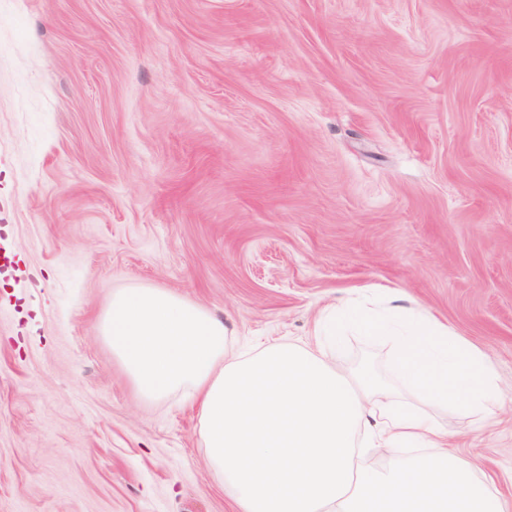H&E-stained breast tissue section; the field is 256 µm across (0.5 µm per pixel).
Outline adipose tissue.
Returning a JSON list of instances; mask_svg holds the SVG:
<instances>
[{
	"instance_id": "ef3b65f1",
	"label": "adipose tissue",
	"mask_w": 512,
	"mask_h": 512,
	"mask_svg": "<svg viewBox=\"0 0 512 512\" xmlns=\"http://www.w3.org/2000/svg\"><path fill=\"white\" fill-rule=\"evenodd\" d=\"M348 325L392 342L394 381L331 362L327 345ZM100 334L144 400L187 392L235 512H512L437 421L455 410L494 425L498 375L428 313L388 320L344 304L320 313L308 346L240 349L206 307L162 288H126L113 292ZM364 448L387 465L362 466Z\"/></svg>"
}]
</instances>
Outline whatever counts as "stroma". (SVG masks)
I'll use <instances>...</instances> for the list:
<instances>
[{"label":"stroma","instance_id":"35a3bbf8","mask_svg":"<svg viewBox=\"0 0 512 512\" xmlns=\"http://www.w3.org/2000/svg\"><path fill=\"white\" fill-rule=\"evenodd\" d=\"M0 240V512H233L99 334L123 288L297 343L401 290L487 352L498 425L440 423L511 470L512 0H0Z\"/></svg>","mask_w":512,"mask_h":512}]
</instances>
